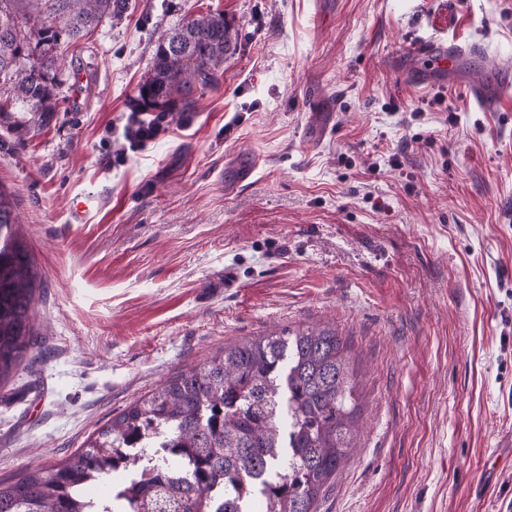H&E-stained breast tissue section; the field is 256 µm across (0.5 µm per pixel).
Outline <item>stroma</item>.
I'll list each match as a JSON object with an SVG mask.
<instances>
[{
    "mask_svg": "<svg viewBox=\"0 0 512 512\" xmlns=\"http://www.w3.org/2000/svg\"><path fill=\"white\" fill-rule=\"evenodd\" d=\"M215 11L240 39L218 87L124 153L156 32ZM434 38L470 50L458 85L391 68ZM508 71L512 0H130L104 20L59 62L50 124L0 120L42 278L38 345L0 386V479L225 344L328 326L359 435L318 512H512V95L464 97ZM316 110L335 115L318 145Z\"/></svg>",
    "mask_w": 512,
    "mask_h": 512,
    "instance_id": "obj_1",
    "label": "stroma"
}]
</instances>
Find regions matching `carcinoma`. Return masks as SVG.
<instances>
[{"label":"carcinoma","instance_id":"carcinoma-1","mask_svg":"<svg viewBox=\"0 0 512 512\" xmlns=\"http://www.w3.org/2000/svg\"><path fill=\"white\" fill-rule=\"evenodd\" d=\"M127 9L128 0H0V112L50 122L59 108L58 50ZM237 40L222 13L160 32L138 89L140 111H191L195 92L218 85ZM17 224L0 187V384L38 339L36 272L15 238ZM347 351L336 330L320 327L229 343L112 417L66 459L0 480V512H80L88 475L109 477L128 443L155 432L168 436L179 465L131 458V468L155 474L113 494L109 512H252L256 502L261 512H317L356 433Z\"/></svg>","mask_w":512,"mask_h":512}]
</instances>
